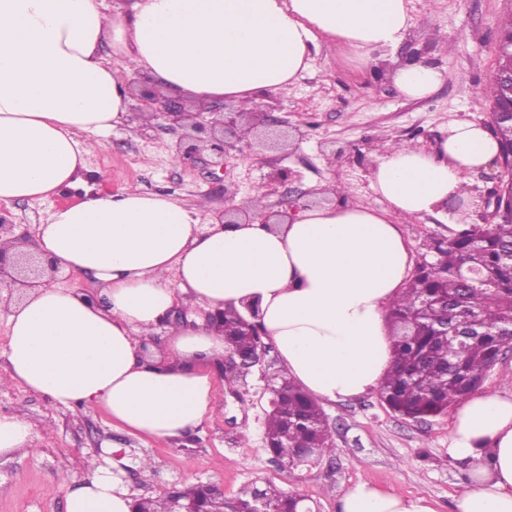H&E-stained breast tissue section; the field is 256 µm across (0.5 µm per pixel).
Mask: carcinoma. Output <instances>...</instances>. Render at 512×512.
I'll return each mask as SVG.
<instances>
[{
  "label": "carcinoma",
  "mask_w": 512,
  "mask_h": 512,
  "mask_svg": "<svg viewBox=\"0 0 512 512\" xmlns=\"http://www.w3.org/2000/svg\"><path fill=\"white\" fill-rule=\"evenodd\" d=\"M434 262L422 263L386 319L393 329V363L380 384V398L414 421L437 417L468 399L503 355L512 336V193H503L495 219L469 224L436 239ZM226 350L247 353L265 345L247 336L240 312L224 310ZM275 407L265 417V443L274 461L317 448L333 451L321 427V406L286 375L273 381ZM268 503L295 512L294 497L274 485L261 489ZM142 512H170L168 495L141 499Z\"/></svg>",
  "instance_id": "1"
}]
</instances>
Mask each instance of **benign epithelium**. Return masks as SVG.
<instances>
[{
	"label": "benign epithelium",
	"instance_id": "obj_1",
	"mask_svg": "<svg viewBox=\"0 0 512 512\" xmlns=\"http://www.w3.org/2000/svg\"><path fill=\"white\" fill-rule=\"evenodd\" d=\"M492 81L497 85L499 94L497 102L492 106L490 121L512 124V45L499 46ZM128 85L135 87L132 96L137 100L140 116L148 120L161 116L172 129L187 126L192 130V133L180 136L173 147L174 154L184 162L198 159L202 151L207 149L213 155L211 164L222 166L226 149L242 142L240 132L243 127L262 128L268 133H274L280 128V120L272 115L274 106L271 104H263L251 112H228L224 103L212 102L191 112L186 109L184 98L161 93L144 76L136 75L128 79ZM495 164L500 167L501 174L498 175L491 197L486 201V204L493 205V217L498 213L501 188L507 183L512 184V164L506 165L500 158L495 160ZM6 243L14 247L16 252L9 266L6 250L0 248V284L9 286L3 302L8 304L22 299V295H14L16 285L31 288L48 285L56 279L59 267L41 261L33 251V243L19 238H10ZM265 353L264 347L252 351L246 358L236 352H227L224 354L221 373L225 376L244 373L261 363ZM167 494L171 495V512H212L202 508L194 497L183 495L173 487L167 490Z\"/></svg>",
	"mask_w": 512,
	"mask_h": 512
}]
</instances>
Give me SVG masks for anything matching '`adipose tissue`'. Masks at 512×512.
<instances>
[{
  "instance_id": "adipose-tissue-1",
  "label": "adipose tissue",
  "mask_w": 512,
  "mask_h": 512,
  "mask_svg": "<svg viewBox=\"0 0 512 512\" xmlns=\"http://www.w3.org/2000/svg\"><path fill=\"white\" fill-rule=\"evenodd\" d=\"M409 0H0V204L47 200L80 182L86 159L128 109L125 75L198 102L250 110L288 91L313 50L352 49L370 66L412 25ZM399 93L422 99L443 80L431 64L394 67ZM497 140L459 121L436 151L413 145L377 157L375 209L342 201L302 206L283 224L202 226L207 201L188 206L123 188L57 208L35 251L62 270L92 275L103 305L78 288L36 287L5 307L9 341L0 381L57 405L100 407L129 432L177 439L215 411L210 365L224 335L205 319L168 321L174 307L244 310L258 319L280 364L310 396L333 402L376 389L392 363L384 314L408 283L414 252L393 216L420 218L487 168ZM163 333L165 356L143 342ZM449 451L468 467L457 512H512V392L459 406ZM116 447L93 475L66 476L67 512H130L113 475ZM337 512H435L423 497L357 482Z\"/></svg>"
}]
</instances>
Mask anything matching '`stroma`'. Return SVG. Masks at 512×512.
<instances>
[{
	"label": "stroma",
	"instance_id": "35a3bbf8",
	"mask_svg": "<svg viewBox=\"0 0 512 512\" xmlns=\"http://www.w3.org/2000/svg\"><path fill=\"white\" fill-rule=\"evenodd\" d=\"M512 0H410L412 26L392 53L398 61L423 60L442 70L441 86L410 100L390 81L387 65L363 67L350 55L319 49L299 73L288 96L278 98L289 121L288 145L270 149L237 145L223 167L199 160L174 163L178 137L168 121H143L136 107L103 135L88 157L81 183L48 200L0 205V224L19 238L32 236L53 211L103 188L131 187L190 205L209 199L212 213L231 202L247 206L264 196L266 212L320 204L323 182L333 179L351 197L376 209L386 203L373 190L370 171L387 147L414 143L433 150L449 127L490 120L486 88L496 65L498 25ZM496 166L464 176L460 194L435 213L403 222L415 263L436 261L432 239L448 238L458 223L479 222ZM276 352L232 381L215 376L216 409L194 432L178 440L129 434L113 426L103 409L67 408L23 387H0V413L15 414L33 429V448L0 458V512H66L57 490L63 474L88 477V460L105 444L120 446L113 472L134 499L155 498L171 486L208 482L234 498L247 484H273L306 498L313 512H336L338 498L358 481L432 500L437 512H456L454 496L466 478L448 451L450 414L413 421L392 412L378 392L322 402L334 451L319 463L282 469L265 450L264 387L280 373Z\"/></svg>",
	"mask_w": 512,
	"mask_h": 512
}]
</instances>
